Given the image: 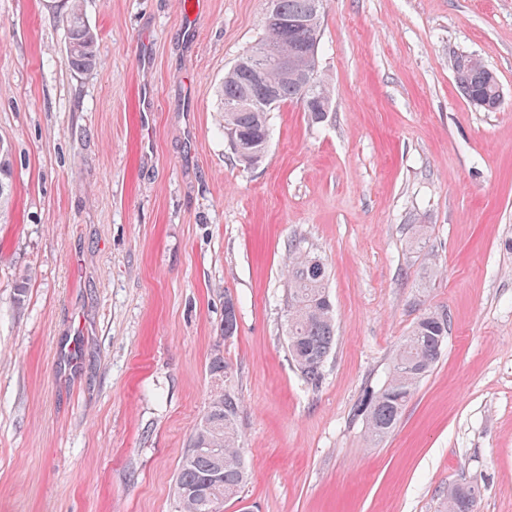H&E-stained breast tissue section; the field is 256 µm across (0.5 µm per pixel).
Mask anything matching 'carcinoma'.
I'll use <instances>...</instances> for the list:
<instances>
[{
  "mask_svg": "<svg viewBox=\"0 0 512 512\" xmlns=\"http://www.w3.org/2000/svg\"><path fill=\"white\" fill-rule=\"evenodd\" d=\"M313 0H276L275 11L265 14V37L239 56L224 73L221 104L240 105L223 115L224 135L245 140L244 155L262 157L270 138L269 113L260 112L268 91L281 104L306 105L310 88L299 78L284 77L277 57L288 56L297 73L309 74L319 101L313 107L331 104L329 86L317 68L321 40L320 15L311 14ZM67 62L78 70L96 65L97 36L85 19L82 0H74L67 20ZM265 62V80L255 81L254 61ZM458 87L474 106L486 111L501 102L498 76L480 60L455 64ZM13 193L12 149L0 139V208ZM288 352L297 370L309 382L322 378L323 368L336 344V314L327 286V269L322 257L295 244L289 248ZM448 337V313H423L398 345L387 382L363 404L368 436L380 441L396 427L418 385L442 354ZM241 399L220 384L211 395L207 411L191 438L190 448L180 461L176 494L180 512H220L224 494L239 492L247 477L241 451L238 418ZM209 424L208 449L196 450L203 423ZM217 448L214 454L210 449ZM477 494L472 486L448 487L446 512H476Z\"/></svg>",
  "mask_w": 512,
  "mask_h": 512,
  "instance_id": "obj_1",
  "label": "carcinoma"
}]
</instances>
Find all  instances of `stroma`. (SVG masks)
I'll return each mask as SVG.
<instances>
[{"label": "stroma", "mask_w": 512, "mask_h": 512, "mask_svg": "<svg viewBox=\"0 0 512 512\" xmlns=\"http://www.w3.org/2000/svg\"><path fill=\"white\" fill-rule=\"evenodd\" d=\"M72 3L0 0V512H178L217 353L249 473L224 512H444L453 484L512 512V0H323L328 118L280 105L254 167L218 87L266 0L192 24L181 0H83L90 70L66 60ZM462 54L497 73V111L461 94ZM294 240L336 307L316 384L287 347ZM431 309L445 349L371 441L361 405ZM13 193L12 149L10 143L0 139V208L8 203Z\"/></svg>", "instance_id": "stroma-1"}]
</instances>
